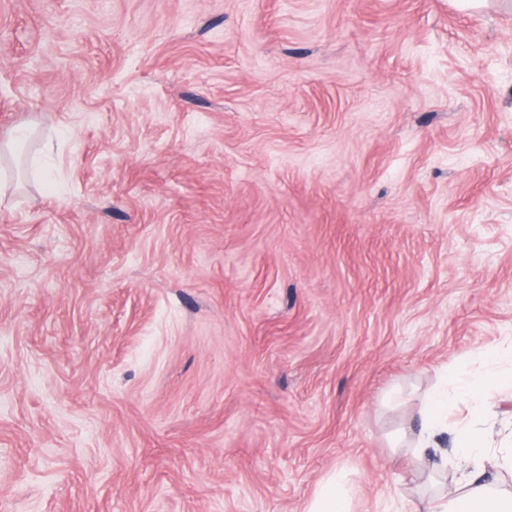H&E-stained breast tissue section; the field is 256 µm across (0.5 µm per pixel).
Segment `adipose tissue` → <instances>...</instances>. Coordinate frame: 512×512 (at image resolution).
<instances>
[{
  "mask_svg": "<svg viewBox=\"0 0 512 512\" xmlns=\"http://www.w3.org/2000/svg\"><path fill=\"white\" fill-rule=\"evenodd\" d=\"M448 376L454 384L453 393H433L421 412L414 442V458L421 466L426 463L427 450L437 447L438 436L448 429L449 397L468 399L477 418L486 413L494 399L489 376H474L455 368L449 369ZM492 441L491 434L483 429L467 428L459 432L457 452L473 470L459 488L425 502L424 512H512V492L494 490L486 479L487 468H512V448L492 449Z\"/></svg>",
  "mask_w": 512,
  "mask_h": 512,
  "instance_id": "obj_1",
  "label": "adipose tissue"
}]
</instances>
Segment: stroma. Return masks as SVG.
I'll return each instance as SVG.
<instances>
[{
	"mask_svg": "<svg viewBox=\"0 0 512 512\" xmlns=\"http://www.w3.org/2000/svg\"><path fill=\"white\" fill-rule=\"evenodd\" d=\"M30 122L0 512L437 492L422 400L512 341V0H0Z\"/></svg>",
	"mask_w": 512,
	"mask_h": 512,
	"instance_id": "stroma-1",
	"label": "stroma"
}]
</instances>
